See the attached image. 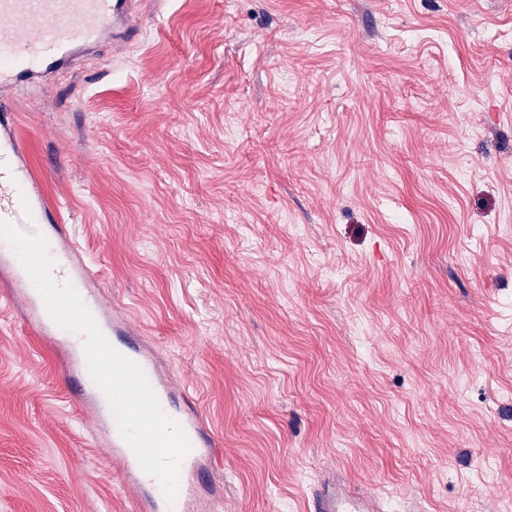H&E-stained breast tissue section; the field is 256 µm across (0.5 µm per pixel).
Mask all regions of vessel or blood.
I'll list each match as a JSON object with an SVG mask.
<instances>
[{"instance_id":"1","label":"vessel or blood","mask_w":512,"mask_h":512,"mask_svg":"<svg viewBox=\"0 0 512 512\" xmlns=\"http://www.w3.org/2000/svg\"><path fill=\"white\" fill-rule=\"evenodd\" d=\"M139 0H0V219L26 233L37 225L50 224L54 235H68L56 218L57 206L42 190V181L26 161V149L17 130L14 101L8 93L19 81L40 85L60 68L92 52L104 37L127 42L141 31ZM77 247H69L57 261V282L83 288L92 278L90 269L75 271ZM112 333L127 337L125 354L145 373L163 411L184 431L190 448L178 468L175 499H167L159 480L145 474L121 436L112 433V456L125 473V486L145 499L147 512H191L199 468L223 459L224 451L209 432L198 409L176 406L177 392L171 378L162 376L155 359L131 337L136 330L126 323H113ZM308 512H386L374 486L352 484L343 477L321 480L313 487Z\"/></svg>"}]
</instances>
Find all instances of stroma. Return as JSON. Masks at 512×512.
<instances>
[{
	"label": "stroma",
	"mask_w": 512,
	"mask_h": 512,
	"mask_svg": "<svg viewBox=\"0 0 512 512\" xmlns=\"http://www.w3.org/2000/svg\"><path fill=\"white\" fill-rule=\"evenodd\" d=\"M29 162L224 449L201 512H512V0H144ZM0 250V512H138ZM309 512H386L384 500L369 483L347 482L336 469V477L323 479L313 487Z\"/></svg>",
	"instance_id": "stroma-1"
}]
</instances>
